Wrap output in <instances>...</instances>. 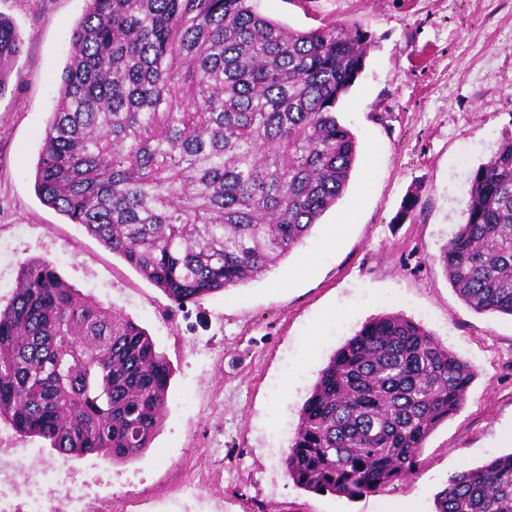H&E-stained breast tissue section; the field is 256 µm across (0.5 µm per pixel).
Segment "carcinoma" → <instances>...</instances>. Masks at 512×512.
Masks as SVG:
<instances>
[{
  "mask_svg": "<svg viewBox=\"0 0 512 512\" xmlns=\"http://www.w3.org/2000/svg\"><path fill=\"white\" fill-rule=\"evenodd\" d=\"M35 191L179 310L255 280L344 195L355 134L336 117L374 47L356 24L299 31L257 0H86ZM23 38L0 15V88ZM476 313L512 316V137L476 170L438 257ZM173 369L145 328L24 260L0 305V422L65 459L139 458ZM474 377L421 324L383 314L329 358L282 465L354 498L414 474ZM435 512H512V453L452 476Z\"/></svg>",
  "mask_w": 512,
  "mask_h": 512,
  "instance_id": "cac0c4a2",
  "label": "carcinoma"
}]
</instances>
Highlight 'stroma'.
<instances>
[{
    "mask_svg": "<svg viewBox=\"0 0 512 512\" xmlns=\"http://www.w3.org/2000/svg\"><path fill=\"white\" fill-rule=\"evenodd\" d=\"M85 7L0 0L24 38L0 90V301L21 261L50 260L82 294L147 329L173 368L168 408L150 448L125 464L63 458L1 422L0 507L25 512L36 487L51 512H72L77 483L108 512H433L451 476L511 452L512 317L472 311L437 258L464 220L475 170L512 133V0H260L261 13L296 30L336 21L372 34L365 69L337 107L357 161L343 197L264 277L176 311L34 190ZM415 187L416 209L398 220ZM351 209L352 222L339 225ZM306 256L313 267L301 276ZM387 313L421 323L473 366L462 408L402 483L356 499L296 487L281 460L301 405L334 351ZM54 466L60 479L40 482Z\"/></svg>",
    "mask_w": 512,
    "mask_h": 512,
    "instance_id": "obj_1",
    "label": "stroma"
}]
</instances>
